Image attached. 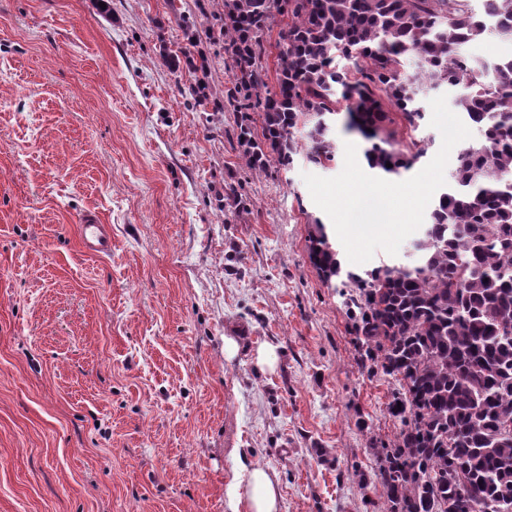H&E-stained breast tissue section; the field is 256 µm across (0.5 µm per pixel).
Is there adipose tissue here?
Listing matches in <instances>:
<instances>
[{
  "label": "adipose tissue",
  "mask_w": 512,
  "mask_h": 512,
  "mask_svg": "<svg viewBox=\"0 0 512 512\" xmlns=\"http://www.w3.org/2000/svg\"><path fill=\"white\" fill-rule=\"evenodd\" d=\"M232 477L226 486L228 512H277V489L270 476L261 469H248L239 451H232Z\"/></svg>",
  "instance_id": "ef3b65f1"
}]
</instances>
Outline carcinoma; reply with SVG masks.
Returning <instances> with one entry per match:
<instances>
[{"instance_id":"carcinoma-1","label":"carcinoma","mask_w":512,"mask_h":512,"mask_svg":"<svg viewBox=\"0 0 512 512\" xmlns=\"http://www.w3.org/2000/svg\"><path fill=\"white\" fill-rule=\"evenodd\" d=\"M285 15L270 90L264 35ZM220 36L235 63L228 105L261 112L262 138L243 123L236 135L258 173L271 155L285 171L300 154L331 164L340 104L371 141L368 165L398 174L427 149L409 156L378 138L384 103L416 130L422 92H459L455 106L477 136L456 150L417 260L348 269L318 220L310 259L341 289L361 360L400 386L389 404L400 432L375 449L382 512H512V58L480 63L470 52L480 40L512 41V0H482L480 13L469 0H224ZM182 63L207 75L202 54L170 58Z\"/></svg>"}]
</instances>
